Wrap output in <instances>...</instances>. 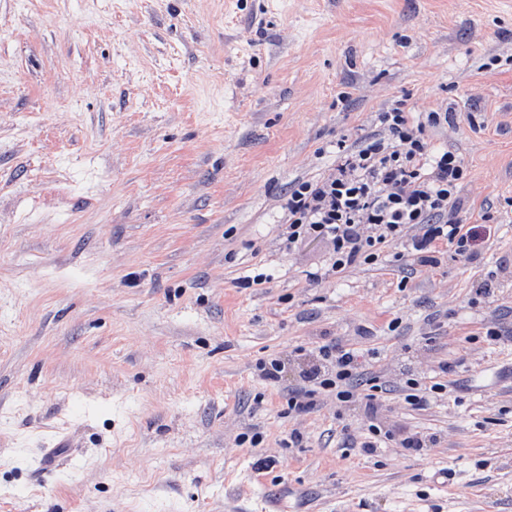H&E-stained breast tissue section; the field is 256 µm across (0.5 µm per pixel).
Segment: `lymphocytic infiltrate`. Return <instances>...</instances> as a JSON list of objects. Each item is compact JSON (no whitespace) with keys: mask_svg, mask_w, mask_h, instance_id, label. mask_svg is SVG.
<instances>
[{"mask_svg":"<svg viewBox=\"0 0 512 512\" xmlns=\"http://www.w3.org/2000/svg\"><path fill=\"white\" fill-rule=\"evenodd\" d=\"M375 121L376 134L359 144L337 140L333 164L290 187L281 205L282 247L293 253L310 242L325 245L324 265L309 273L313 280L375 264L397 244L422 266L437 265L446 246L460 259L476 260L480 228L459 217L466 167L456 152L433 149L427 141L428 129L446 124L447 113L412 112L398 100ZM362 359L352 343L315 347L300 383L288 393V413L309 412L321 395L334 396L340 406H362L369 433L362 450L371 455L392 434L377 419L385 386H359Z\"/></svg>","mask_w":512,"mask_h":512,"instance_id":"1","label":"lymphocytic infiltrate"}]
</instances>
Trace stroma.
Listing matches in <instances>:
<instances>
[{
    "label": "stroma",
    "mask_w": 512,
    "mask_h": 512,
    "mask_svg": "<svg viewBox=\"0 0 512 512\" xmlns=\"http://www.w3.org/2000/svg\"><path fill=\"white\" fill-rule=\"evenodd\" d=\"M397 100L449 110L463 223L502 210L512 0H0V512H512V222L319 281L279 248L289 186ZM325 341L388 389L374 455L359 406L288 413ZM414 375L407 376L401 387V392L404 399L411 406L422 408L427 406L432 398L436 395L446 391L448 385L440 380H435L440 376L438 375L427 378L413 377Z\"/></svg>",
    "instance_id": "35a3bbf8"
}]
</instances>
